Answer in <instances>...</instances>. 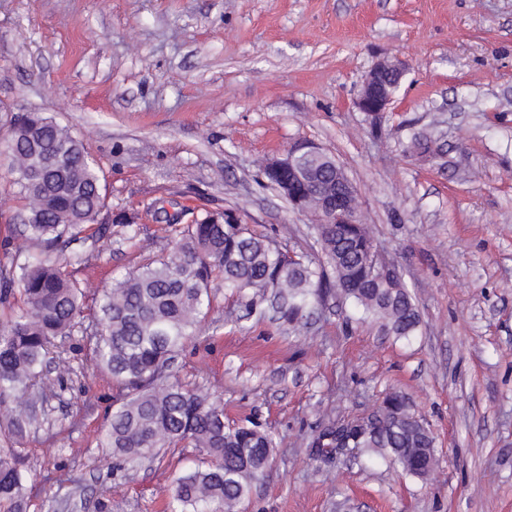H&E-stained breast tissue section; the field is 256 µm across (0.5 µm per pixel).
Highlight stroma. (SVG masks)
<instances>
[{
    "label": "stroma",
    "mask_w": 512,
    "mask_h": 512,
    "mask_svg": "<svg viewBox=\"0 0 512 512\" xmlns=\"http://www.w3.org/2000/svg\"><path fill=\"white\" fill-rule=\"evenodd\" d=\"M384 57L409 70L374 120L355 99ZM29 111L67 127L106 185L74 245L86 314L209 213L320 259L311 215L262 174L302 141L343 168L413 294L420 325L399 338L332 292L296 328L214 283L177 376L226 425L276 437L242 512H512V0H0V241L17 245L5 149ZM48 377L23 439L0 429L32 478L29 512H167L198 450L131 468L101 447L117 389L81 334L59 341ZM393 390L435 438L427 479L312 449L330 420Z\"/></svg>",
    "instance_id": "obj_1"
}]
</instances>
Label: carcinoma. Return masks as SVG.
<instances>
[{"instance_id":"carcinoma-1","label":"carcinoma","mask_w":512,"mask_h":512,"mask_svg":"<svg viewBox=\"0 0 512 512\" xmlns=\"http://www.w3.org/2000/svg\"><path fill=\"white\" fill-rule=\"evenodd\" d=\"M8 141L10 171L28 217L26 239L40 246L37 253L13 251L6 239L0 266V417L7 419L8 434L19 438L29 422L20 405L37 383L50 385L43 375L48 355L84 320L85 292L68 270L82 255H66L63 246L96 219L106 194L82 143L53 118L16 115ZM313 229L340 295L396 336L412 335L417 308L402 282H375L368 261L376 247L365 225ZM218 278L253 305L278 299L281 318L290 323L328 286L311 258H290L232 216L207 214L180 232L172 253L103 291L95 316L97 366L121 393L101 446L136 461L187 441L205 456L203 467L175 480L169 512H236L271 464V434L255 425H225L222 406L167 373L200 329ZM312 447L376 453L420 479L432 471L427 463L435 456L432 433L397 391L367 418L330 422ZM31 490L17 449L1 447L0 512H28Z\"/></svg>"}]
</instances>
